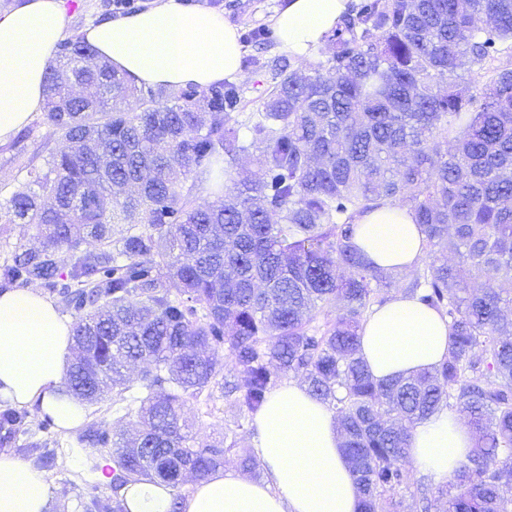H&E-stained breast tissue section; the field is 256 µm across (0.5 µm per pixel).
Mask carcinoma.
<instances>
[{
    "label": "carcinoma",
    "mask_w": 512,
    "mask_h": 512,
    "mask_svg": "<svg viewBox=\"0 0 512 512\" xmlns=\"http://www.w3.org/2000/svg\"><path fill=\"white\" fill-rule=\"evenodd\" d=\"M331 42L305 76L275 62L245 137L236 85L145 91L108 64L80 67L95 55L82 38L60 44L43 119L69 150L29 167L9 199L5 223L32 225L43 245L16 248L0 281L62 297L76 350L66 388L85 403L122 397L141 366L125 408L138 434L89 436L115 472L110 501L85 486L94 507L128 512V484L177 490L223 463L237 441L199 443L182 414L218 375L228 408L255 414L300 372L338 420L361 512L423 492L404 460L414 427L443 407L466 413L476 442L439 512H512L500 495L512 484V65L492 54L512 44V0H368ZM81 84L104 91L73 96ZM218 163L224 196L208 201L200 183ZM387 203L425 235L410 279L354 243L355 217ZM89 239L98 250L81 249ZM392 290L447 316L450 345L433 368L378 381L360 331ZM29 418L0 410L3 440Z\"/></svg>",
    "instance_id": "cac0c4a2"
}]
</instances>
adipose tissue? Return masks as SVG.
<instances>
[{"instance_id": "1", "label": "adipose tissue", "mask_w": 512, "mask_h": 512, "mask_svg": "<svg viewBox=\"0 0 512 512\" xmlns=\"http://www.w3.org/2000/svg\"><path fill=\"white\" fill-rule=\"evenodd\" d=\"M350 0H289L273 19L285 48L306 58L334 31ZM70 18L66 0H15L0 13V143L44 107V76ZM84 39L101 60L143 88L206 90L243 78L235 25L197 0H153L140 12L89 25ZM355 239L374 265L408 272L424 256V236L411 212L391 205L357 216ZM71 324L34 287L0 291V402L36 407L64 432L84 426L87 409L65 388L72 357ZM448 320L398 294L373 307L359 355L372 376L387 380L432 368L448 354ZM255 454L264 470L254 481L224 470L193 483L182 512H360V493L340 447L333 412L291 381L274 389L254 417ZM473 438L441 409L412 431L415 468L447 480L465 461ZM130 512H170L172 490L129 485ZM46 473L11 450L0 451V512H54Z\"/></svg>"}]
</instances>
